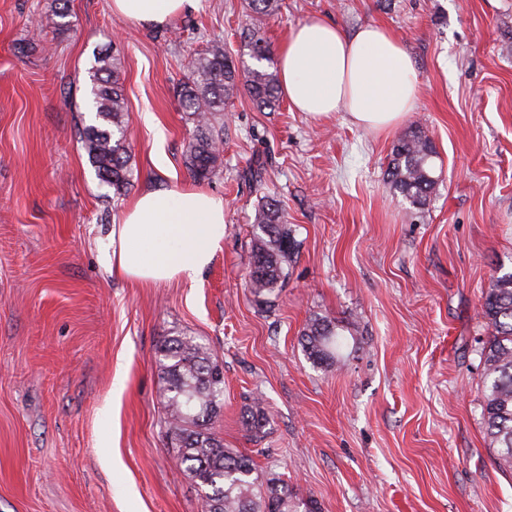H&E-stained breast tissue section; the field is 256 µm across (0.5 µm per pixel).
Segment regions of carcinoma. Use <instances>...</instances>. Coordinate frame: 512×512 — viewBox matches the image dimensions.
<instances>
[{
    "label": "carcinoma",
    "instance_id": "1",
    "mask_svg": "<svg viewBox=\"0 0 512 512\" xmlns=\"http://www.w3.org/2000/svg\"><path fill=\"white\" fill-rule=\"evenodd\" d=\"M280 6L281 0H247L253 31L245 47L253 65L245 68V73L239 72L221 40L211 41L190 60V76L182 83L179 98L193 125L186 144V166L199 181L217 174L221 165L220 120L240 87H245L261 110L279 106L278 71L270 44L260 30ZM89 79L95 123L84 127L80 138L97 177L112 189V197L119 199L131 186L132 170L128 104L117 59L103 52L94 54ZM435 157L432 143L416 129L406 132L392 147L387 176L416 209L426 206L438 184ZM254 224L257 232L248 288L267 303L286 281L294 240L280 202L272 197L261 201ZM482 309L491 328L480 350L485 383L483 421L497 448L499 466L512 471V272L490 281ZM346 331L352 329L326 316L309 318L300 333L307 358L323 368L335 365ZM159 366L165 380L168 433L178 448L179 465L198 485L203 512H319L315 499H301L282 479L258 474L250 455L224 447L211 432L224 407V369L208 347L192 336L172 337L159 348ZM245 416L248 429L256 435L266 425L265 408L257 399L246 407Z\"/></svg>",
    "mask_w": 512,
    "mask_h": 512
}]
</instances>
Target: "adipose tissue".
I'll return each instance as SVG.
<instances>
[{
  "mask_svg": "<svg viewBox=\"0 0 512 512\" xmlns=\"http://www.w3.org/2000/svg\"><path fill=\"white\" fill-rule=\"evenodd\" d=\"M199 0H112L130 23L161 28ZM280 87L295 111L386 131L411 112L417 75L403 43L381 24L354 33L320 18L293 27L277 53ZM224 241V201L195 187L151 188L112 227L110 274L144 284L196 282Z\"/></svg>",
  "mask_w": 512,
  "mask_h": 512,
  "instance_id": "1",
  "label": "adipose tissue"
}]
</instances>
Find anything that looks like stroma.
Masks as SVG:
<instances>
[{
	"label": "stroma",
	"mask_w": 512,
	"mask_h": 512,
	"mask_svg": "<svg viewBox=\"0 0 512 512\" xmlns=\"http://www.w3.org/2000/svg\"><path fill=\"white\" fill-rule=\"evenodd\" d=\"M52 2L0 0V512H201L162 402L157 348L180 335L224 366L213 433L321 512H512L478 355L482 293L512 272V0H282L261 28L275 49L312 17L390 28L418 75L414 110L375 133L238 94L223 165L200 183L177 90L211 40L242 61L246 0H201L160 30L115 17L111 0H70L65 32ZM100 50L120 59L129 107L132 186L117 200L80 142ZM411 129L437 151L421 212L387 177ZM194 184L224 200V245L199 280L110 276L130 198ZM267 195L298 244L268 308L247 286ZM315 313L358 328L328 369L300 344ZM253 398L259 438L244 422Z\"/></svg>",
	"instance_id": "stroma-1"
}]
</instances>
